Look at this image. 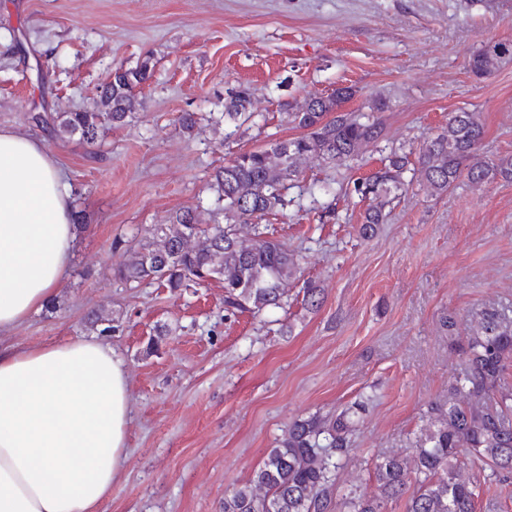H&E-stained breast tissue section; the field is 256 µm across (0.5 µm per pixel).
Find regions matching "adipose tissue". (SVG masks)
<instances>
[{
    "label": "adipose tissue",
    "instance_id": "1",
    "mask_svg": "<svg viewBox=\"0 0 512 512\" xmlns=\"http://www.w3.org/2000/svg\"><path fill=\"white\" fill-rule=\"evenodd\" d=\"M73 219L48 149L0 129V512H100L122 474L123 360L94 338L37 347L9 340L63 288Z\"/></svg>",
    "mask_w": 512,
    "mask_h": 512
}]
</instances>
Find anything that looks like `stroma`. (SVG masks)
I'll return each instance as SVG.
<instances>
[{"label":"stroma","instance_id":"stroma-1","mask_svg":"<svg viewBox=\"0 0 512 512\" xmlns=\"http://www.w3.org/2000/svg\"><path fill=\"white\" fill-rule=\"evenodd\" d=\"M512 43V0H0V129L43 140L71 189L79 231L64 287L12 333L23 346L98 337L130 381L125 463L100 512H223L300 417L366 401L339 493L377 491L374 465L447 407L476 319L512 318V181L460 178L435 196L419 172L372 237L365 202L317 180L377 171L368 147L340 169L298 161L290 204L266 216L299 271L273 317L224 309L216 277L180 294L116 275L146 229L185 207L212 221L213 172L237 153L300 136L289 107L339 87L355 111L385 99L388 146L417 152L450 113H479L484 157H512V56L475 80L471 54ZM154 64L139 104L98 147L56 137L31 114L94 110L116 66ZM253 113L225 139L224 104ZM205 114L193 136L177 118ZM321 303L303 302L304 282Z\"/></svg>","mask_w":512,"mask_h":512}]
</instances>
